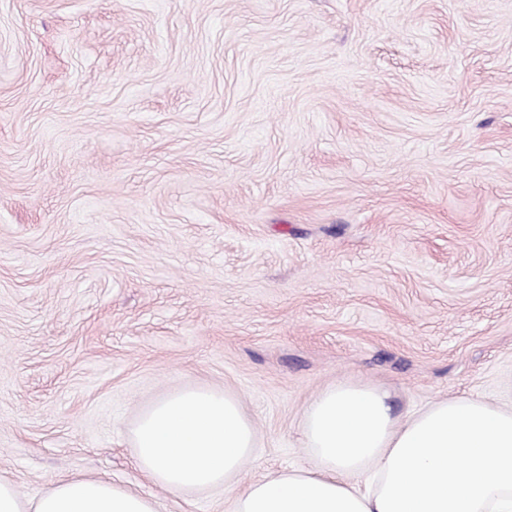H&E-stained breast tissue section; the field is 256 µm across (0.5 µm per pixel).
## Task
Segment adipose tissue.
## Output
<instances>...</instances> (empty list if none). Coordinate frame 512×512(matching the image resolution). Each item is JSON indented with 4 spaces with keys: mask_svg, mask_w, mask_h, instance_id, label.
Wrapping results in <instances>:
<instances>
[{
    "mask_svg": "<svg viewBox=\"0 0 512 512\" xmlns=\"http://www.w3.org/2000/svg\"><path fill=\"white\" fill-rule=\"evenodd\" d=\"M360 383L321 390L303 416L314 469L238 490L256 448L239 401L203 387L158 398L132 429L137 465L170 493L224 487L231 512H512V410L480 398L436 401L405 420ZM0 512H157L155 501L85 476L38 498L0 479Z\"/></svg>",
    "mask_w": 512,
    "mask_h": 512,
    "instance_id": "1",
    "label": "adipose tissue"
}]
</instances>
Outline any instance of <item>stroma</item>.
Instances as JSON below:
<instances>
[{
  "instance_id": "35a3bbf8",
  "label": "stroma",
  "mask_w": 512,
  "mask_h": 512,
  "mask_svg": "<svg viewBox=\"0 0 512 512\" xmlns=\"http://www.w3.org/2000/svg\"><path fill=\"white\" fill-rule=\"evenodd\" d=\"M512 408V0H0V478L136 467L235 396L239 485L338 382Z\"/></svg>"
}]
</instances>
